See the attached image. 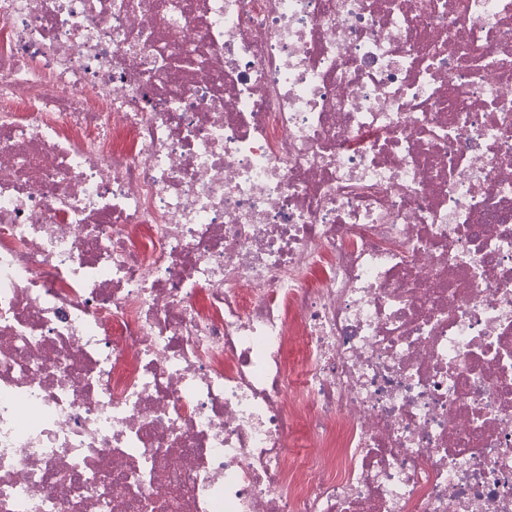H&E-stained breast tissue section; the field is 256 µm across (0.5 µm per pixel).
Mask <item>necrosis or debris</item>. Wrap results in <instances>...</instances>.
I'll return each mask as SVG.
<instances>
[{"mask_svg": "<svg viewBox=\"0 0 512 512\" xmlns=\"http://www.w3.org/2000/svg\"><path fill=\"white\" fill-rule=\"evenodd\" d=\"M0 512H512V0H0Z\"/></svg>", "mask_w": 512, "mask_h": 512, "instance_id": "necrosis-or-debris-1", "label": "necrosis or debris"}]
</instances>
